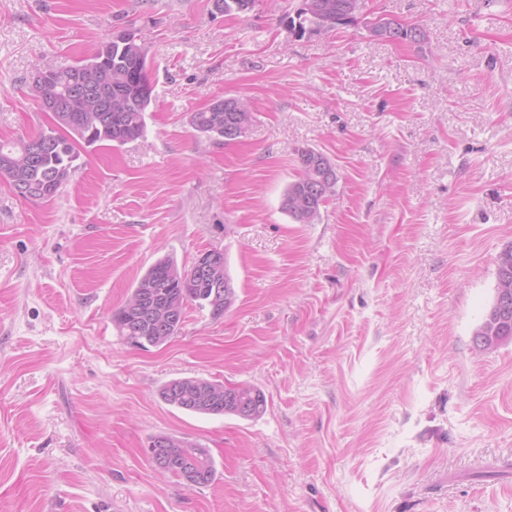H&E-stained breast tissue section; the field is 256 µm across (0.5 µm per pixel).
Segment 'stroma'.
<instances>
[{"label": "stroma", "instance_id": "obj_1", "mask_svg": "<svg viewBox=\"0 0 512 512\" xmlns=\"http://www.w3.org/2000/svg\"><path fill=\"white\" fill-rule=\"evenodd\" d=\"M301 0H0V139L48 117L34 67L131 31L148 51L146 137L93 147L59 195L0 181V512H512V341L474 332L512 245V0H361L295 36ZM378 14L424 42L372 37ZM250 100L248 132L192 112ZM338 172L317 223L281 209L298 152ZM223 250L224 316L125 344L112 312L162 256ZM187 377L261 389L257 419L158 392ZM210 448L190 487L145 449ZM213 103L192 112L190 124L200 134L210 138L225 139L224 125L227 123L226 115L229 113L224 112V108L213 106ZM160 437H164L165 439H170L169 437L178 439V437L170 434H157L152 436L148 442L147 454L149 455V457L150 455L152 456L154 467L159 469H165L169 466L173 453L171 448L169 447L171 445L170 441ZM156 439V450L153 453H151L152 450L154 449L153 446Z\"/></svg>", "mask_w": 512, "mask_h": 512}]
</instances>
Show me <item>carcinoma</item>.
<instances>
[{
    "instance_id": "carcinoma-1",
    "label": "carcinoma",
    "mask_w": 512,
    "mask_h": 512,
    "mask_svg": "<svg viewBox=\"0 0 512 512\" xmlns=\"http://www.w3.org/2000/svg\"><path fill=\"white\" fill-rule=\"evenodd\" d=\"M354 3L355 0H302L296 19L290 20V28L299 36L311 33L312 17L320 15L331 20L324 32L335 31L355 20ZM394 25L395 40L421 42L416 35L417 27L399 21ZM43 69L49 72L50 78L44 85L34 87L33 95L50 122L39 131L14 142H0V159L10 160L8 168L0 166V179L15 190L19 188L17 177L21 175L26 183L44 188L42 193L24 196L30 201L50 200L58 196L75 169L74 162L79 158L81 149L102 145L117 147L144 137L145 114L152 102V94L143 93L135 80L136 70L148 69L147 49L138 37L122 43L106 40L87 59L63 66L45 65ZM85 72L95 75V82L85 91L93 108L92 123H84L78 112L50 111V103L61 101L72 82ZM226 123L224 109L211 104L190 116L192 127L210 138H225ZM316 154L317 151L309 148L299 152L296 179L284 194L288 198V206L283 211L299 224L315 223L321 206L336 192V185L332 184L320 190L317 198H312L314 183L309 162ZM148 281L161 285V288L151 296L141 312L131 315L123 305L112 315L119 336L136 348L159 346L178 335L190 302L201 308H210L215 317L223 316L224 298H217L215 294L226 290L234 292L230 288L231 277L225 264L214 279L197 273L194 266L180 269L173 259L162 257L149 266L133 292H138ZM173 302L180 308L177 317L162 329L155 327L151 322L153 310ZM489 312L492 318L485 319L474 333L476 345L483 349L512 339V310L498 313L493 304ZM216 387L222 390L225 385L205 378H179L164 384L159 389V397L169 406L200 415H235L242 419H255L266 411V396L255 386L240 384L217 399L209 397V389ZM194 447L196 443L189 441L187 447L181 449L187 457L181 468L171 472V476L185 483L193 479L192 473L200 470L204 473V484L208 485L216 479V462L211 455L201 459L190 453L189 449Z\"/></svg>"
}]
</instances>
